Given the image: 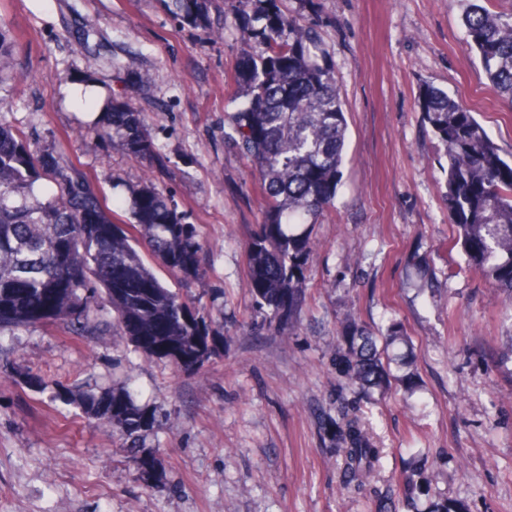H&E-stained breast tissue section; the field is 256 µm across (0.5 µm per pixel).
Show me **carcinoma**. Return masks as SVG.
Instances as JSON below:
<instances>
[{"label":"carcinoma","instance_id":"carcinoma-1","mask_svg":"<svg viewBox=\"0 0 512 512\" xmlns=\"http://www.w3.org/2000/svg\"><path fill=\"white\" fill-rule=\"evenodd\" d=\"M176 19L209 27L220 0H159ZM244 44L234 80L242 99L226 133L251 165L263 221L246 247L252 301L269 323L288 325L304 302V269L312 253L303 225L314 224L336 196L347 120L329 52L316 21L317 0L290 15L280 0H236ZM463 24L487 80L512 109V9L495 12L468 0ZM426 122L444 146L448 221L468 265L512 295V163L473 112L448 92L430 87L422 97ZM108 125L135 155L152 151L145 116L126 101L112 103ZM56 193L33 202L45 179ZM135 223L118 224L88 176L31 147L0 122V332L57 325L90 342L123 336L150 357L196 370L224 335L196 314L195 302L163 285L142 258L143 246L169 270L200 275L203 244L195 226L153 190L136 198ZM336 370L361 392L387 385L383 354L405 340L398 325L376 335L358 319L337 332ZM73 401L88 417L112 427L121 447L140 458L137 433L158 422L123 389L58 387L52 400ZM332 441L346 458L344 485L366 475L377 451L355 418L342 413Z\"/></svg>","mask_w":512,"mask_h":512}]
</instances>
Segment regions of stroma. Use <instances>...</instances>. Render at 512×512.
Instances as JSON below:
<instances>
[{
    "mask_svg": "<svg viewBox=\"0 0 512 512\" xmlns=\"http://www.w3.org/2000/svg\"><path fill=\"white\" fill-rule=\"evenodd\" d=\"M319 32L342 90L346 156L331 208L309 225L305 301L288 327L260 333L245 250L262 220L249 165L224 142L243 43L225 0L222 38L176 21L159 0H0L10 49L0 121L84 171L119 223L155 188L206 246L201 279L156 266L201 298L224 340L198 370H178L122 337L86 343L56 326L0 333V512H407L415 469L467 512H512V301L461 249L444 202V148L423 118L434 85L461 98L512 159V110L472 54L465 0H319ZM146 117L151 154L98 130L113 100ZM409 338L413 391L363 395L336 371L348 315ZM128 388L164 416L140 442L158 460L150 486L111 427L23 385ZM381 450L362 486L341 485L326 427L337 400Z\"/></svg>",
    "mask_w": 512,
    "mask_h": 512,
    "instance_id": "stroma-1",
    "label": "stroma"
}]
</instances>
